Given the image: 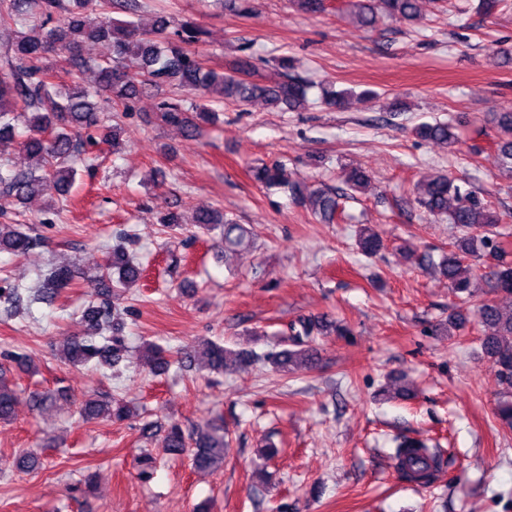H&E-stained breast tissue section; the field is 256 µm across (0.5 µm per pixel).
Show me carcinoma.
<instances>
[{
    "instance_id": "obj_1",
    "label": "carcinoma",
    "mask_w": 512,
    "mask_h": 512,
    "mask_svg": "<svg viewBox=\"0 0 512 512\" xmlns=\"http://www.w3.org/2000/svg\"><path fill=\"white\" fill-rule=\"evenodd\" d=\"M110 4L131 16L114 21L94 12L97 4ZM62 0H8L0 3V29L9 32L7 56L0 66V139H18L35 167L15 171L0 168V197L21 203L40 187L51 183L65 193L75 180L74 158L79 152L78 133L89 139L99 136L117 144L120 127L101 113L99 102L129 109L148 88L174 87L199 102L184 99H162L157 106L161 120L181 127L189 137H195L218 120V107L224 103L247 106L262 99L272 108L299 111L308 103V86L298 76L290 57L277 60L274 77L266 81L255 74L248 60L238 62L236 72L226 74L208 67L192 46L200 41L204 30L195 23L162 14L153 25L144 27L135 20L142 8L140 0H69L67 13L61 20L55 15ZM348 15L361 30L376 26L379 18L415 20L420 12L419 0H348ZM89 41H109L112 56L96 62L82 55ZM64 60L73 72L71 82L58 85L52 81L50 61ZM96 71L93 86L81 82V74ZM321 103L328 109L343 107L353 93L335 89V83L319 85ZM494 120L498 130L495 152L500 165L512 173V112H497ZM416 136L441 147L458 144L455 127L447 122L421 123ZM254 181L267 189L288 188L323 224H333L339 214L340 195L322 187H305L290 179L283 164H263L250 168ZM344 181L353 190H365L371 177L361 167L345 172ZM416 199L433 216H444L448 223L465 230L456 243V250L442 255L434 264L448 280L455 295L471 299L489 292L494 298L485 300L476 316L482 327L484 356L497 369L502 390L495 407V417L502 427L512 430V261L505 260L506 251L495 238L500 219L489 205L470 192H464L446 174L423 179L417 184ZM192 223L215 233L214 247L229 256L247 249L253 242L251 228L226 217L218 208H202L195 212ZM365 256L377 255L384 248L382 236L370 227L363 228L356 240ZM42 246L41 238L27 234L13 224H0V251L27 252ZM490 260V275L476 272L468 262L471 257ZM144 275L141 264L118 245L112 249L107 266L87 278L91 289L81 323L83 331L67 337L53 348L61 360L74 365L93 364L96 369L112 368L125 351L120 314L114 302L106 297L109 287L128 288L140 282ZM74 271L68 265L51 266L38 275L32 302L52 303L71 287ZM469 322V314L455 310L448 322L436 331L453 335ZM346 327L326 316L301 318L290 324L289 346L259 356L251 350L232 352L218 341L203 339L182 352L186 366L197 365L215 374L237 372L262 358L286 374L297 368H315L319 353L315 338L332 332L342 334ZM144 366L155 375L168 368L165 351L154 343H146ZM17 390L6 382V370L0 368V422L12 420ZM78 413L86 423L98 420L123 421L131 408L114 402L112 396L95 390L80 400ZM224 425L211 419L200 424L192 436H185L179 424L168 425L163 451L170 456H182L191 451V469L195 473H210L224 465ZM400 477L410 483L427 485L444 465L439 449L423 441L404 437L396 444L393 455ZM15 466L23 472L42 468L38 455L26 452Z\"/></svg>"
}]
</instances>
